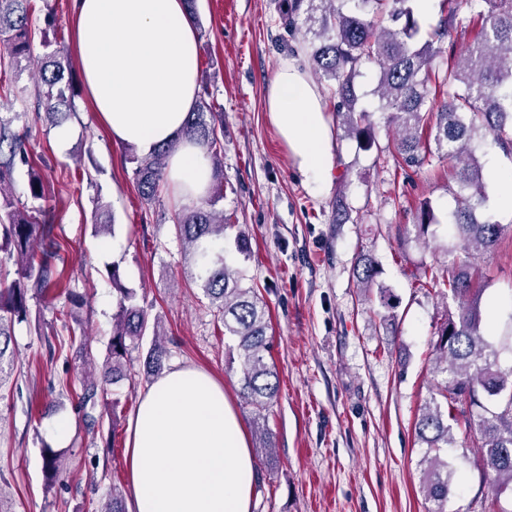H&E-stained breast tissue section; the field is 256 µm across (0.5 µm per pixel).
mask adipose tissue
Segmentation results:
<instances>
[{
	"label": "adipose tissue",
	"instance_id": "1",
	"mask_svg": "<svg viewBox=\"0 0 512 512\" xmlns=\"http://www.w3.org/2000/svg\"><path fill=\"white\" fill-rule=\"evenodd\" d=\"M83 78L114 141L142 153L167 143L164 180L185 202L206 197L213 170L183 134L199 102L197 32L184 0H74ZM271 124L304 183L324 189L333 132L322 97L296 64L275 73ZM132 512H251L257 463L229 394L206 371L164 372L141 395L126 429Z\"/></svg>",
	"mask_w": 512,
	"mask_h": 512
}]
</instances>
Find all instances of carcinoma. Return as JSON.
Segmentation results:
<instances>
[{
  "label": "carcinoma",
  "instance_id": "cac0c4a2",
  "mask_svg": "<svg viewBox=\"0 0 512 512\" xmlns=\"http://www.w3.org/2000/svg\"><path fill=\"white\" fill-rule=\"evenodd\" d=\"M415 2L281 0L279 11L288 36L301 35L291 51L303 53L314 74L326 82L347 134L374 131L372 113L358 107L356 86L362 70L372 68L377 77L372 91L378 98L375 111L395 129L397 167L417 171L436 160L448 166L457 186L455 206L446 216L451 242L444 260L423 266L420 275L421 286L455 303L436 325L431 368L437 377L435 392L415 422L416 436L427 448L423 493L432 504L428 512H445L453 477L448 448L454 442L452 424L461 416L472 444L480 449L493 490L512 491V369L500 367L498 350L489 341L479 307L485 285L471 261L475 252L493 253L506 230L488 212L477 151L479 142L490 139L512 154V0H461V8L448 12L433 28ZM35 11V0H0V45L10 67L30 59ZM474 20L481 23L480 38L459 53L448 37ZM42 47L35 98L46 105V112L35 113L34 121L55 126L76 117L75 94L65 76L69 61L64 43L45 38ZM25 117V111L8 117L0 113V399L17 367L12 327L30 316L29 301L40 304L65 296L70 305L64 323L69 339L84 333L83 296L70 288L65 268L58 266L61 243L55 233V209L21 207L11 192V176L22 165L28 167L31 197L46 199L43 175L27 147L30 127ZM223 127L221 112L199 109L189 114L184 133L207 151L215 191L181 210L174 223L186 247L190 275L201 282L224 336L235 342L240 394L262 412L277 401L278 374L268 360L267 305L224 258V238L232 224L214 210L223 197ZM129 151L140 194L147 201L156 199L168 149L162 145L144 156L133 147ZM413 222L418 237L440 223L430 198L418 201ZM460 250L465 256H459ZM353 274L358 286L371 290L377 276L373 258L360 254ZM110 277L120 298L103 369L97 377L84 375L79 385L66 387L84 409L95 408L104 384L126 377V358L145 336H152L146 354L150 372L163 370L169 355L158 319L150 318L136 293L123 285L119 266L112 265ZM63 470L62 454L46 449V479L55 481Z\"/></svg>",
  "mask_w": 512,
  "mask_h": 512
}]
</instances>
